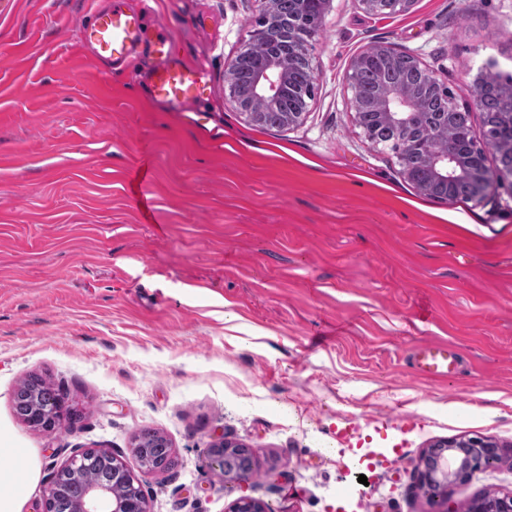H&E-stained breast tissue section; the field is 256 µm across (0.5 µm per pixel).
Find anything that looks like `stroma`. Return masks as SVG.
<instances>
[{
	"instance_id": "stroma-1",
	"label": "stroma",
	"mask_w": 512,
	"mask_h": 512,
	"mask_svg": "<svg viewBox=\"0 0 512 512\" xmlns=\"http://www.w3.org/2000/svg\"><path fill=\"white\" fill-rule=\"evenodd\" d=\"M176 49L203 62L205 100L154 101L136 73L103 76L76 41L111 0H0V425L41 451L43 488L85 449L138 470L133 438L163 433L178 458L151 474L152 512H338L334 428L372 448L375 512H434L414 479L440 439L499 444L502 465L446 490L445 512L512 493V187L490 199L421 194L350 107L351 59L392 45L458 103L512 73V0H416L371 15L333 0L308 46L304 121L265 130L235 111L227 63L263 0H147ZM240 318L256 345L226 329ZM460 355L452 379L419 376L422 344ZM38 374L81 416L47 433L13 413ZM244 444L248 485L227 489L216 442Z\"/></svg>"
}]
</instances>
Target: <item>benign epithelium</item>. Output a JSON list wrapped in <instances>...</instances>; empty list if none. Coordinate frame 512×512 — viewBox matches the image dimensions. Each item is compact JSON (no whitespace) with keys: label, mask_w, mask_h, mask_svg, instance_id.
Segmentation results:
<instances>
[{"label":"benign epithelium","mask_w":512,"mask_h":512,"mask_svg":"<svg viewBox=\"0 0 512 512\" xmlns=\"http://www.w3.org/2000/svg\"><path fill=\"white\" fill-rule=\"evenodd\" d=\"M284 33L285 25L279 13L278 0H267L255 31L259 39L249 45L250 49L263 52L264 63L255 71L247 86L234 88L232 99L236 111L249 124L261 123L264 113L259 111L258 105L275 104L281 90L287 86L292 70L300 65H308L307 29L295 31L296 49L288 55L275 50ZM373 49L390 67L406 66L404 77L390 83L380 96L377 111L372 113L373 121L405 139L422 140L438 129H448L454 111L458 110L448 87L418 57L391 45H375ZM314 81L315 78H310L301 90V108L285 114L284 127L290 129L303 121L307 99L313 95ZM435 97L448 100L450 111H425L424 102ZM422 164L428 172L427 180H418L409 169L404 172L405 177L422 194L445 202L451 201V196L440 191L438 185L446 186L453 179L467 181L472 188V198L477 201L491 196L496 186L505 179L512 180L511 169L492 171L482 163L471 161L466 153L448 147L426 154ZM74 415L75 409L59 407L48 417H34L31 424L51 432L65 425ZM501 458V448L480 437L439 440L425 453L423 466L416 472L415 478L420 486L434 488L431 498L437 503L445 488L471 479L480 470L496 466ZM73 512H150V507L142 492L132 498L118 499L112 493L111 486L91 484L75 504ZM232 512H268V508L248 496H241L235 501ZM470 512H512V494H486L472 503Z\"/></svg>","instance_id":"1"}]
</instances>
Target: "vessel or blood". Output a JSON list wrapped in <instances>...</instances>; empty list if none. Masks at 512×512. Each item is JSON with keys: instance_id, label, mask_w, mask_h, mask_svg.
<instances>
[{"instance_id": "obj_1", "label": "vessel or blood", "mask_w": 512, "mask_h": 512, "mask_svg": "<svg viewBox=\"0 0 512 512\" xmlns=\"http://www.w3.org/2000/svg\"><path fill=\"white\" fill-rule=\"evenodd\" d=\"M174 36L162 21H148L146 15L128 5L127 0H112L110 8L94 13L91 20L79 29L78 43L90 47L102 61L120 64L135 53L150 55L153 67L145 76L150 96L164 104L185 107L202 101L204 96V69L201 65L184 61L174 50ZM413 363L418 374L448 379L458 369L456 353L445 344L429 343L417 350ZM355 434L345 429L336 433L343 446L350 476L343 498L356 494L359 475L382 466L398 471L404 449L363 448L353 444Z\"/></svg>"}]
</instances>
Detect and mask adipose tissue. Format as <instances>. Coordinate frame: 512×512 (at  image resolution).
I'll return each mask as SVG.
<instances>
[{
    "instance_id": "obj_1",
    "label": "adipose tissue",
    "mask_w": 512,
    "mask_h": 512,
    "mask_svg": "<svg viewBox=\"0 0 512 512\" xmlns=\"http://www.w3.org/2000/svg\"><path fill=\"white\" fill-rule=\"evenodd\" d=\"M41 469L38 449L17 447L0 429V512H28Z\"/></svg>"
}]
</instances>
